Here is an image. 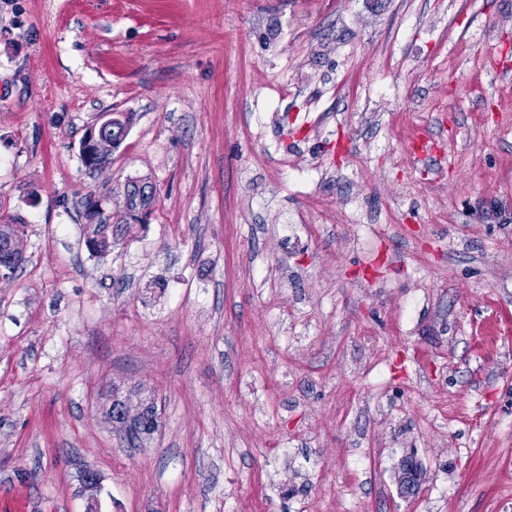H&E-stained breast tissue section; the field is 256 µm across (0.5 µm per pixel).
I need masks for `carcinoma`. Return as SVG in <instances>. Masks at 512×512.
<instances>
[{"label": "carcinoma", "instance_id": "1", "mask_svg": "<svg viewBox=\"0 0 512 512\" xmlns=\"http://www.w3.org/2000/svg\"><path fill=\"white\" fill-rule=\"evenodd\" d=\"M130 116L125 112L112 113V150L125 141ZM85 168L91 172L108 165L111 156H97L79 150ZM125 215L116 216L109 207L111 195L88 196L83 202L85 219V244L93 254H104L112 249L118 237L131 232L134 226L147 222L156 202V189L145 178H130L123 186ZM20 224H0V276L11 278L21 268L24 258L20 249L22 235ZM106 416L117 424L127 442L136 447L150 438L158 427V413L154 402H142L133 409L123 399L119 389L111 388Z\"/></svg>", "mask_w": 512, "mask_h": 512}]
</instances>
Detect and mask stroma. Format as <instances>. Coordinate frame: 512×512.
<instances>
[{"instance_id": "obj_1", "label": "stroma", "mask_w": 512, "mask_h": 512, "mask_svg": "<svg viewBox=\"0 0 512 512\" xmlns=\"http://www.w3.org/2000/svg\"><path fill=\"white\" fill-rule=\"evenodd\" d=\"M0 224V512H512V0H0ZM102 119L96 120L94 123L89 125L85 133L80 141L79 145V156L82 164L85 166L87 170L90 172L98 171L108 165L112 160V153L115 150L119 149L122 143L125 141L129 125L131 122V118L128 113L125 112H113L112 120H108L107 122L112 121V140L110 137L104 134H98L97 137L93 136V144L98 154L108 156H97L93 154H86L83 150V144L87 137L89 131H93L95 129L99 130L101 126L99 123ZM80 146L82 148H80ZM111 193L97 197L90 195L83 202L85 244L93 254L109 252L119 236L131 232L136 224H145L153 213L156 189L145 178H130L125 182L124 216L112 213L109 207ZM21 224H0V276L12 278L21 268L24 258L20 249ZM2 269V270H1ZM109 397L106 416L112 420V423L118 424L124 438L131 446H141L158 427V413L154 402H142L140 406L132 409L126 398H122L119 389L114 386L111 388Z\"/></svg>"}]
</instances>
